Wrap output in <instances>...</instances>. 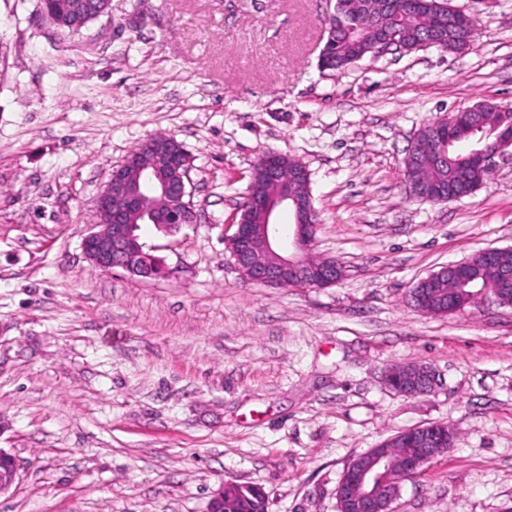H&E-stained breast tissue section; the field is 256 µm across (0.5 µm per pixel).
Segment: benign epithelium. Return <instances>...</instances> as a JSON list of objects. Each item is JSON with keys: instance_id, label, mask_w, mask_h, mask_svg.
<instances>
[{"instance_id": "benign-epithelium-1", "label": "benign epithelium", "mask_w": 512, "mask_h": 512, "mask_svg": "<svg viewBox=\"0 0 512 512\" xmlns=\"http://www.w3.org/2000/svg\"><path fill=\"white\" fill-rule=\"evenodd\" d=\"M377 55L403 52L394 33L380 30L374 41ZM455 116L450 115L434 122V133L426 142L425 154L438 162L448 159L451 139L437 133L450 127ZM281 154L268 152L261 159V169L269 180L281 172ZM512 160V136H497L488 142L482 128L475 129L468 160L486 168L496 165V160ZM133 157L128 155L112 168L108 180L97 197L100 223L82 241V249L90 264L103 272L121 268L143 278L163 277L167 274L161 259L145 251L136 233L137 225L132 216L146 222L154 219L158 211L169 220L157 224L166 234L175 232L184 224H195L198 215L191 201L190 162L180 150L170 149L161 163L151 167L140 166L137 179H132L128 168ZM264 215L261 224H235L234 233L227 238L235 265L241 276L255 284L282 285L297 283L310 288H324L336 284L344 272L336 266L316 269L312 265V246L315 237L317 214L309 193L301 194L283 188L278 197L254 201ZM282 206L292 210L294 224L288 241H283L281 227L273 215ZM498 249L483 251L486 266L495 275L484 282L481 294L498 304L512 296V269L497 262ZM394 393L413 397L427 394L439 383L438 372L430 365L407 364L401 366L398 380L384 379ZM426 459L416 453H406L398 458L379 449L372 462L363 467L349 462L336 488V499L347 506L345 512H396V499L382 495L389 472L397 471L406 481L419 477L425 469ZM17 477V466L7 453L0 450V495L8 492Z\"/></svg>"}]
</instances>
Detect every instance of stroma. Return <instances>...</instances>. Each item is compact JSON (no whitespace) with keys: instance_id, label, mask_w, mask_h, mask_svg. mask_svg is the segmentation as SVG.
<instances>
[{"instance_id":"35a3bbf8","label":"stroma","mask_w":512,"mask_h":512,"mask_svg":"<svg viewBox=\"0 0 512 512\" xmlns=\"http://www.w3.org/2000/svg\"><path fill=\"white\" fill-rule=\"evenodd\" d=\"M478 35L319 66L326 0H112L71 32L0 0V512H209L226 483L267 512H337L350 460L398 431L458 439L397 512H512V308L445 317L407 297L428 273L512 246V163L473 194L412 198L427 123L512 105V0H453ZM166 134L191 158L198 221L143 225L166 277L95 269L82 240L113 166ZM300 160L325 288L244 280L226 240L259 154ZM440 384L400 396L387 366ZM401 373L397 381L389 380L385 371L384 383L394 393L413 397L434 391L439 383V374L431 365H401ZM405 373H409L405 375Z\"/></svg>"}]
</instances>
